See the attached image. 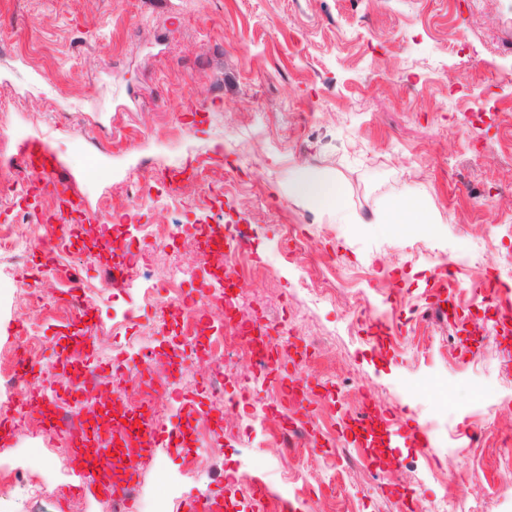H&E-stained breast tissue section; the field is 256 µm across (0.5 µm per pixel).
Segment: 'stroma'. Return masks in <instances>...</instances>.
I'll return each mask as SVG.
<instances>
[{"mask_svg":"<svg viewBox=\"0 0 512 512\" xmlns=\"http://www.w3.org/2000/svg\"><path fill=\"white\" fill-rule=\"evenodd\" d=\"M0 0V173L16 168L24 142L57 155L91 210L126 215V223L87 224L83 235L146 254L152 277L174 263L196 269L190 291L210 278L197 225L253 229L242 307L269 319L278 357L259 372L235 338L224 348V394L252 390L231 411L209 388L212 365L203 346L224 324V311L198 307L203 329L182 347L181 316L155 332L156 311L139 288L102 289L110 256L87 263L72 239L59 255L45 301L25 309L30 269L0 285V355L24 332L57 350L74 329L62 298L71 276L92 303L85 324L100 362L139 347L177 349L191 370L164 409L165 435L190 426L195 468L159 445L141 467L144 495L165 512L220 489L223 512H397V496H417L421 512H512V324L484 336L475 324L494 308L474 289L486 273L512 284V0ZM203 114L191 128L186 115ZM185 162L191 176L169 206L136 201L140 181L167 197L157 172ZM299 168L343 180L357 224L288 198ZM223 189L216 198L215 189ZM419 196L440 222L402 236L374 224L379 210ZM184 224L162 251L131 224ZM474 252L461 266L462 289L447 323L425 321L439 253ZM317 285L299 291L297 277ZM365 299L393 329L383 342L365 334L353 311ZM325 336L298 368L293 338ZM306 371L315 385L308 437L280 454L274 423L252 413L282 380ZM366 389L382 415L424 426L425 455L411 440H372L369 467L323 465L352 445L345 428ZM28 467L51 485L89 483L74 472L63 438L17 432L0 446V512H112L110 500L84 494L69 503L34 495L15 482ZM260 478L270 497L257 499L241 476Z\"/></svg>","mask_w":512,"mask_h":512,"instance_id":"35a3bbf8","label":"stroma"}]
</instances>
